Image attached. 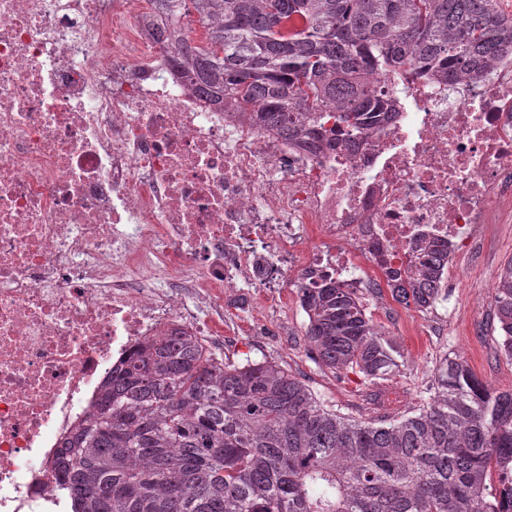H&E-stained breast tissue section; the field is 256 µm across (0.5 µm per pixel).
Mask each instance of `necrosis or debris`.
Returning a JSON list of instances; mask_svg holds the SVG:
<instances>
[{
	"mask_svg": "<svg viewBox=\"0 0 512 512\" xmlns=\"http://www.w3.org/2000/svg\"><path fill=\"white\" fill-rule=\"evenodd\" d=\"M366 139L258 130L182 79L143 0H0V512H69L65 443L144 342L224 291L364 287L512 223V55L413 76Z\"/></svg>",
	"mask_w": 512,
	"mask_h": 512,
	"instance_id": "1",
	"label": "necrosis or debris"
}]
</instances>
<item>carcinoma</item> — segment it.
<instances>
[{"instance_id": "obj_1", "label": "carcinoma", "mask_w": 512, "mask_h": 512, "mask_svg": "<svg viewBox=\"0 0 512 512\" xmlns=\"http://www.w3.org/2000/svg\"><path fill=\"white\" fill-rule=\"evenodd\" d=\"M148 2L190 85L261 128L334 148L394 111L378 78L457 84L512 49L499 0ZM194 24L205 41H193ZM446 255L421 249L392 297L431 308ZM493 291L512 357V258ZM299 293L315 362L370 384L398 367L354 289L329 280ZM435 377L416 412L365 424L272 362H226L196 336H156L103 386L63 476L76 512H486L512 499V391H491L457 356Z\"/></svg>"}]
</instances>
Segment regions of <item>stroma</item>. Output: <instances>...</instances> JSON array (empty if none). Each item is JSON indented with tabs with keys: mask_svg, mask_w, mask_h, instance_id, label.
Wrapping results in <instances>:
<instances>
[{
	"mask_svg": "<svg viewBox=\"0 0 512 512\" xmlns=\"http://www.w3.org/2000/svg\"><path fill=\"white\" fill-rule=\"evenodd\" d=\"M494 238L484 263L470 266L460 288L427 310L408 307L390 292L373 295L358 289L374 323L402 354L398 371L387 379L367 384L355 371L336 372L309 357L305 336L307 316L297 289H289L271 304L253 288L224 293L222 356L241 361L267 360L295 375L327 408L361 422H376L414 413L435 385V369L444 357H461L476 376L497 391L512 390V359L501 347L493 323L492 287L505 261L512 257V233L498 225L489 228ZM273 321L277 336H254L252 327Z\"/></svg>",
	"mask_w": 512,
	"mask_h": 512,
	"instance_id": "stroma-1",
	"label": "stroma"
}]
</instances>
